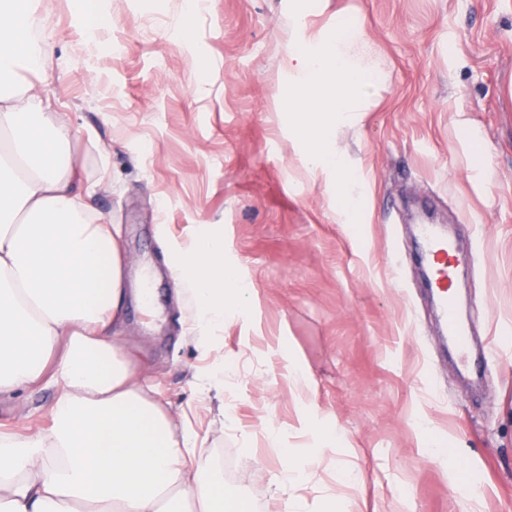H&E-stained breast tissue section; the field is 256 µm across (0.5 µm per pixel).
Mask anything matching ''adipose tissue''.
I'll list each match as a JSON object with an SVG mask.
<instances>
[{
	"label": "adipose tissue",
	"mask_w": 512,
	"mask_h": 512,
	"mask_svg": "<svg viewBox=\"0 0 512 512\" xmlns=\"http://www.w3.org/2000/svg\"><path fill=\"white\" fill-rule=\"evenodd\" d=\"M36 0H0V396L52 388L51 425L0 431V512H247L189 431L135 377L110 332L128 263L95 216L69 152L70 124L21 72L45 70ZM175 277L193 293L208 348L254 290L195 237Z\"/></svg>",
	"instance_id": "1"
}]
</instances>
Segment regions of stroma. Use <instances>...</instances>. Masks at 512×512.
<instances>
[{
  "label": "stroma",
  "mask_w": 512,
  "mask_h": 512,
  "mask_svg": "<svg viewBox=\"0 0 512 512\" xmlns=\"http://www.w3.org/2000/svg\"><path fill=\"white\" fill-rule=\"evenodd\" d=\"M289 2L98 0L93 29L70 0H39L41 91L72 125L88 204L119 229L127 287L140 263L160 274L155 319L124 300L125 352L255 512L288 496L306 512H512V0H329L308 15ZM340 13L383 71L371 112L336 131L366 182L355 226L337 223L335 175L307 170L284 108L289 44ZM481 150L491 173L477 178ZM425 207L457 242L471 341L496 346L479 399L411 260ZM204 230L257 293L205 354L170 271L173 244ZM54 397L1 398L0 430L48 426ZM314 452L310 480L275 488Z\"/></svg>",
  "instance_id": "1"
}]
</instances>
